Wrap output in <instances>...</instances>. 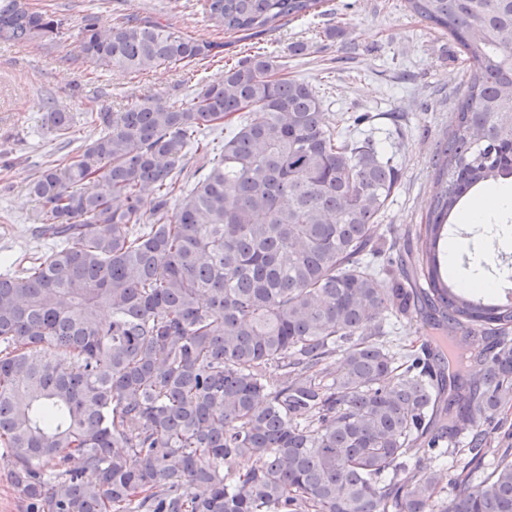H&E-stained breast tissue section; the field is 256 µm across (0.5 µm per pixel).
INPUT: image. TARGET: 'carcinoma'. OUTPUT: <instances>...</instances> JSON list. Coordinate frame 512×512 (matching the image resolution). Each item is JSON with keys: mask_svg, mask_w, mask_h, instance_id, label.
<instances>
[{"mask_svg": "<svg viewBox=\"0 0 512 512\" xmlns=\"http://www.w3.org/2000/svg\"><path fill=\"white\" fill-rule=\"evenodd\" d=\"M322 2L203 6L252 38ZM405 3L469 63L410 262L377 236L392 157L325 128L319 91L272 55L188 102L90 112L97 137L35 173L37 234L55 246L0 276V459L26 512H512V448L484 429L512 404V303L444 284L439 259L463 188L512 180V0ZM63 26L0 0V42H52ZM222 47L159 18L96 15L79 45L136 72ZM41 122L64 137L74 117L48 106ZM412 312L436 336L401 372L376 322ZM460 435L467 464L497 458L479 483L409 469ZM73 455L78 470L63 467Z\"/></svg>", "mask_w": 512, "mask_h": 512, "instance_id": "1", "label": "carcinoma"}]
</instances>
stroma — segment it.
Listing matches in <instances>:
<instances>
[{
    "label": "stroma",
    "mask_w": 512,
    "mask_h": 512,
    "mask_svg": "<svg viewBox=\"0 0 512 512\" xmlns=\"http://www.w3.org/2000/svg\"><path fill=\"white\" fill-rule=\"evenodd\" d=\"M27 3L63 18L64 30L53 43H0V275L11 272L16 260L50 252V242L33 233L34 204L26 186L39 167L62 160L93 138L84 112L92 107L117 110L149 93L189 95L221 81L225 62L257 52L279 57L289 77L318 87L326 126L336 127L344 116L370 114L359 133L373 135L395 152L401 167L378 232L398 236L401 253L418 248L411 231L424 223L434 196L430 159L456 122L467 63L452 38L406 12L403 0H324L319 14L290 22L255 44L226 38L197 0ZM88 13L110 24L156 17L183 37L223 42L224 53L195 64L189 80L164 65L143 73L108 69L79 53L78 35ZM337 25L344 27V36L327 40L325 30ZM298 42L308 45L307 55L291 53ZM50 102L75 118L67 137L41 125L42 108ZM393 112L401 117L399 125L389 119Z\"/></svg>",
    "instance_id": "stroma-1"
}]
</instances>
